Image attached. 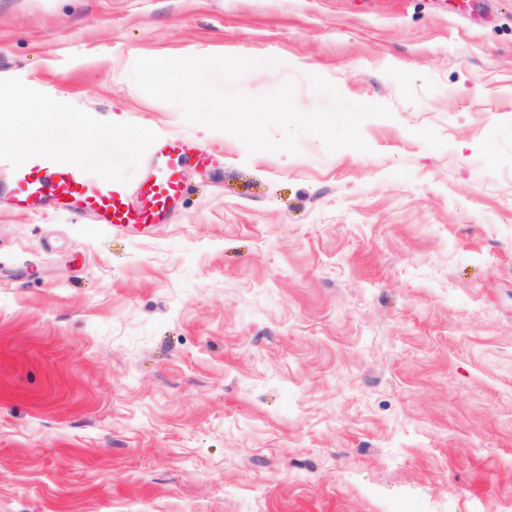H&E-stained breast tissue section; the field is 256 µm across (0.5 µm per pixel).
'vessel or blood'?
I'll list each match as a JSON object with an SVG mask.
<instances>
[{
    "label": "vessel or blood",
    "instance_id": "obj_1",
    "mask_svg": "<svg viewBox=\"0 0 512 512\" xmlns=\"http://www.w3.org/2000/svg\"><path fill=\"white\" fill-rule=\"evenodd\" d=\"M186 155L185 147L177 141L153 154V175L140 184V203L135 207L124 188L93 175L74 158L40 148L31 152L0 149V164L14 172L12 198L17 210L35 212L50 198L59 208L116 231L130 224H158L169 218L184 190L180 168Z\"/></svg>",
    "mask_w": 512,
    "mask_h": 512
}]
</instances>
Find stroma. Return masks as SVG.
<instances>
[{
	"label": "stroma",
	"mask_w": 512,
	"mask_h": 512,
	"mask_svg": "<svg viewBox=\"0 0 512 512\" xmlns=\"http://www.w3.org/2000/svg\"><path fill=\"white\" fill-rule=\"evenodd\" d=\"M182 56L393 116L251 154L131 77ZM37 120L132 192L206 159L123 233L0 166V512H512V0H0V144Z\"/></svg>",
	"instance_id": "35a3bbf8"
}]
</instances>
